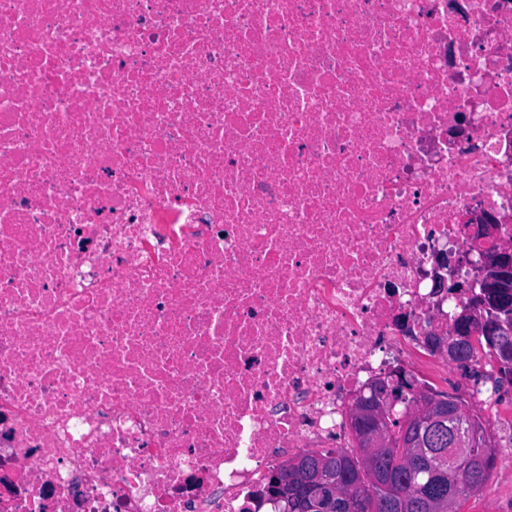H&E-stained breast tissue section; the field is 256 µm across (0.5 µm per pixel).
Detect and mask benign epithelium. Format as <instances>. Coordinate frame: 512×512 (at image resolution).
I'll return each instance as SVG.
<instances>
[{
    "label": "benign epithelium",
    "mask_w": 512,
    "mask_h": 512,
    "mask_svg": "<svg viewBox=\"0 0 512 512\" xmlns=\"http://www.w3.org/2000/svg\"><path fill=\"white\" fill-rule=\"evenodd\" d=\"M467 224L481 240L493 242L499 236V222L493 215L471 217ZM465 265L478 271V276L473 279L459 276V269ZM432 281L434 293L445 296L465 294L476 282L482 288L479 298L463 308L452 324L450 341L438 344V348L448 356V361L463 370L468 365L464 360L468 348L476 344L479 337L502 336L512 326V246H494L481 252L476 260L444 250L438 256ZM400 377H406V372L398 369L391 382L383 380L373 386L374 404L357 396L352 400L349 421L352 435L362 440L367 455L372 459L380 457L383 448L387 447L383 433L386 411L405 398L407 388L397 390ZM459 410L458 406L439 403L417 393L414 407L404 418V430L415 428L428 417L453 416ZM296 479L318 492L337 488L343 494L350 487L351 475L347 470L334 475L320 463L302 466L292 462L285 465L269 487V499H288V486Z\"/></svg>",
    "instance_id": "benign-epithelium-1"
}]
</instances>
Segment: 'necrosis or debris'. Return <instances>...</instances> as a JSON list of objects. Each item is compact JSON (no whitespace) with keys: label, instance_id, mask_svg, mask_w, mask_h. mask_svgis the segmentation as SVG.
<instances>
[{"label":"necrosis or debris","instance_id":"necrosis-or-debris-1","mask_svg":"<svg viewBox=\"0 0 512 512\" xmlns=\"http://www.w3.org/2000/svg\"><path fill=\"white\" fill-rule=\"evenodd\" d=\"M512 246V0H0V512H261ZM474 232L476 238L486 241H496L499 236V222L493 215L481 214L469 218L466 222Z\"/></svg>","mask_w":512,"mask_h":512}]
</instances>
